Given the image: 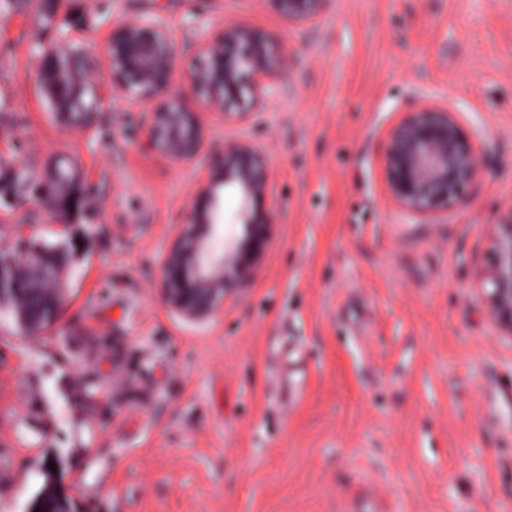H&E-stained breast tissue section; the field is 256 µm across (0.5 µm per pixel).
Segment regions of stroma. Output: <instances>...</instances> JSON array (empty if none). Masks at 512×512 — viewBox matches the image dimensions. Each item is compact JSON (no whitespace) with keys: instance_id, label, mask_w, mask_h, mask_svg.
<instances>
[{"instance_id":"1","label":"stroma","mask_w":512,"mask_h":512,"mask_svg":"<svg viewBox=\"0 0 512 512\" xmlns=\"http://www.w3.org/2000/svg\"><path fill=\"white\" fill-rule=\"evenodd\" d=\"M293 57L245 124L199 109V155L151 150L148 107L103 84L64 129L34 54L69 33L104 57L137 16L167 27L170 93L225 14ZM429 103L482 139V175L427 220L384 193L388 129ZM267 153L276 216L239 300L210 320L164 301L160 266L225 141ZM0 243L66 251L56 320L0 317V512L45 485L68 512H512V339L475 286L512 210V0H331L291 25L266 0H26L0 22ZM93 189L63 216L46 171Z\"/></svg>"}]
</instances>
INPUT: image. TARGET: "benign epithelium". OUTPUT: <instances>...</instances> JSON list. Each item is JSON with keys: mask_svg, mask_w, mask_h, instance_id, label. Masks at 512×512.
I'll return each mask as SVG.
<instances>
[{"mask_svg": "<svg viewBox=\"0 0 512 512\" xmlns=\"http://www.w3.org/2000/svg\"><path fill=\"white\" fill-rule=\"evenodd\" d=\"M288 23L314 21L329 0H267ZM78 50L67 35L38 47L39 92L57 121L67 126L78 109L93 111L101 104V76L137 105L150 107L147 136L153 149L172 161L195 158L206 139L197 113L180 94L167 97L174 67V50L166 27L140 17L112 31L105 74L99 64L80 65ZM286 54L264 28L232 17L196 47L189 76L190 93L200 104L224 116L226 123L243 124L253 113L248 104L263 105L268 89L282 76ZM478 134L466 130L458 113L421 104L401 113L385 139L381 157L385 194L395 206L432 216L459 204L481 176ZM271 179L267 154L252 140L224 142V151L211 156L183 227L162 261L160 282L166 302L183 318L201 322L213 317L262 261L275 213L268 204ZM55 209L73 210L89 197L76 177L50 176ZM238 198L226 215L221 190ZM244 231L238 234L234 226ZM489 262L477 274L489 315L502 336L512 337V210L493 225L488 240ZM58 254L40 246L0 247V308L15 299L18 285L34 289L59 307ZM51 319L20 309L18 325L35 334Z\"/></svg>", "mask_w": 512, "mask_h": 512, "instance_id": "obj_1", "label": "benign epithelium"}]
</instances>
